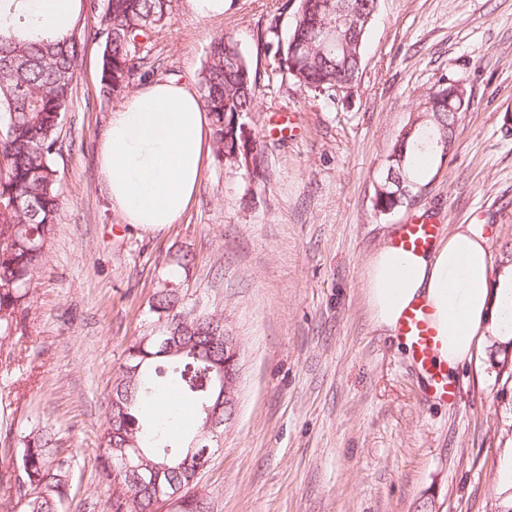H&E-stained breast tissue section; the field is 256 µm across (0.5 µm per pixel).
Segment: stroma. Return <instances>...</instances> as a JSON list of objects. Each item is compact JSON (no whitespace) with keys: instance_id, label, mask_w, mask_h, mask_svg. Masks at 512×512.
I'll use <instances>...</instances> for the list:
<instances>
[{"instance_id":"obj_1","label":"stroma","mask_w":512,"mask_h":512,"mask_svg":"<svg viewBox=\"0 0 512 512\" xmlns=\"http://www.w3.org/2000/svg\"><path fill=\"white\" fill-rule=\"evenodd\" d=\"M275 0H226L200 19L175 0L154 72L198 90L211 42L232 37L262 88L242 116L261 135L262 176L204 162L191 208L159 232L112 209L97 156L117 100L99 98L102 44L88 43L56 158L64 202L33 276L23 334L0 346V475L21 436H55L70 474L64 512H106L94 449L111 384L165 278L223 315L241 343L233 424L198 488L213 512H502L512 486V348L482 344L456 368L455 405L432 398L403 341L376 328L365 264L401 225L447 238L483 224L493 267L512 258V0H379L354 94L321 101L291 77L266 89ZM471 106L417 203L374 207L389 149L440 75Z\"/></svg>"}]
</instances>
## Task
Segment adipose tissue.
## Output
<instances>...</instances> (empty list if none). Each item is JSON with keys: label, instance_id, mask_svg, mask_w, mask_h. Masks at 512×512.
Masks as SVG:
<instances>
[{"label": "adipose tissue", "instance_id": "ef3b65f1", "mask_svg": "<svg viewBox=\"0 0 512 512\" xmlns=\"http://www.w3.org/2000/svg\"><path fill=\"white\" fill-rule=\"evenodd\" d=\"M211 118L199 96L171 81L138 90L115 108L99 147L100 173L126 223L159 230L190 208L211 150ZM377 328L395 332L410 306L432 311L438 364L472 361L485 342H512V264L493 269L482 227L458 225L427 251L390 245L366 265Z\"/></svg>", "mask_w": 512, "mask_h": 512}]
</instances>
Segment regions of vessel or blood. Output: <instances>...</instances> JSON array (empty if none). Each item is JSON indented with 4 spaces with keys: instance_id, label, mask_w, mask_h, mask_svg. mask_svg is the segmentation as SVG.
<instances>
[{
    "instance_id": "vessel-or-blood-1",
    "label": "vessel or blood",
    "mask_w": 512,
    "mask_h": 512,
    "mask_svg": "<svg viewBox=\"0 0 512 512\" xmlns=\"http://www.w3.org/2000/svg\"><path fill=\"white\" fill-rule=\"evenodd\" d=\"M438 235L433 224L402 225L392 240L395 247L411 251H423L431 247ZM410 356L421 374L428 381V390L433 398L453 404L458 398V390L448 380L447 367L437 364L434 353L440 344L427 305L418 304L408 309L402 316L397 329Z\"/></svg>"
}]
</instances>
